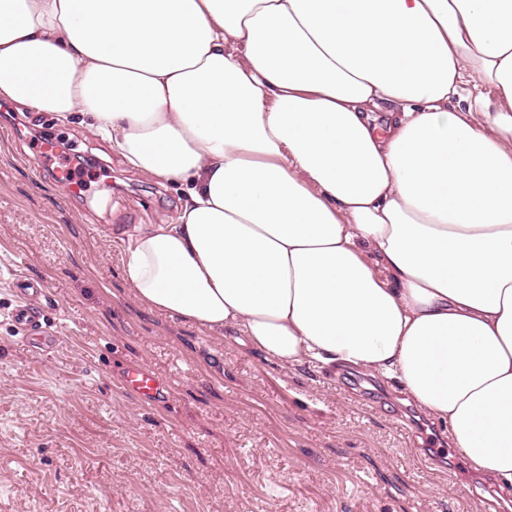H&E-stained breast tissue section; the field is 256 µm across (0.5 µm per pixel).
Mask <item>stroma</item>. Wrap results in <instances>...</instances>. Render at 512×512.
<instances>
[{"instance_id":"stroma-1","label":"stroma","mask_w":512,"mask_h":512,"mask_svg":"<svg viewBox=\"0 0 512 512\" xmlns=\"http://www.w3.org/2000/svg\"><path fill=\"white\" fill-rule=\"evenodd\" d=\"M16 115L0 118V512H512V486L474 470L398 380L284 369L137 302L119 240L173 219L181 186L77 123ZM35 135L88 159L83 196L54 178L64 159L34 169ZM19 279L43 285L56 352L18 340ZM132 361L169 379L166 403L122 393Z\"/></svg>"}]
</instances>
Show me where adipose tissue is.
Returning a JSON list of instances; mask_svg holds the SVG:
<instances>
[{"label": "adipose tissue", "instance_id": "1", "mask_svg": "<svg viewBox=\"0 0 512 512\" xmlns=\"http://www.w3.org/2000/svg\"><path fill=\"white\" fill-rule=\"evenodd\" d=\"M512 0H0V99L189 189L150 310L398 378L512 485Z\"/></svg>", "mask_w": 512, "mask_h": 512}]
</instances>
